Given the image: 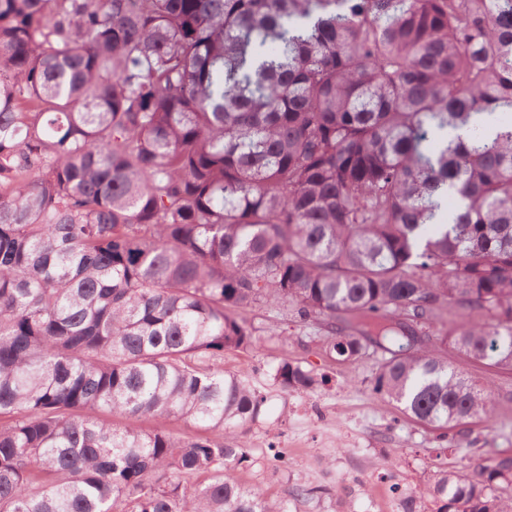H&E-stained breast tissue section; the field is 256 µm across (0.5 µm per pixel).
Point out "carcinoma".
I'll use <instances>...</instances> for the list:
<instances>
[{
	"label": "carcinoma",
	"instance_id": "obj_1",
	"mask_svg": "<svg viewBox=\"0 0 512 512\" xmlns=\"http://www.w3.org/2000/svg\"><path fill=\"white\" fill-rule=\"evenodd\" d=\"M484 114L512 116V0H0V512H290L224 445L267 399L222 366L261 303L357 326L330 355L384 348L372 394L443 440L490 420L442 356L512 370V120ZM443 299L496 323L419 334ZM502 484L512 456L400 509L512 512Z\"/></svg>",
	"mask_w": 512,
	"mask_h": 512
}]
</instances>
